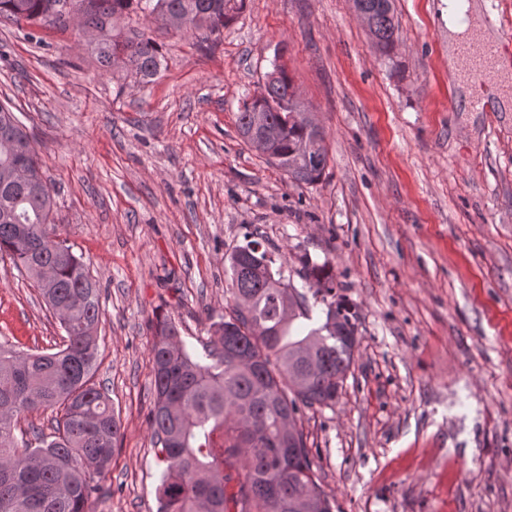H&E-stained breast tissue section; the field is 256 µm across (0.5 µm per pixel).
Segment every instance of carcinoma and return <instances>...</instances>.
<instances>
[{
    "mask_svg": "<svg viewBox=\"0 0 512 512\" xmlns=\"http://www.w3.org/2000/svg\"><path fill=\"white\" fill-rule=\"evenodd\" d=\"M369 16L368 34L392 59L398 24L393 0H354ZM244 0H0V16L65 24L75 9L100 32L115 16L161 12L175 31L219 32ZM103 65L120 67L136 83L160 68L152 38L131 30L98 44ZM269 128L266 158L289 179L313 185L328 152L323 129L308 119L292 78L264 86L243 104L241 137ZM22 163L19 182L0 179V254L33 280L47 310L65 332L63 347L24 353L0 343V512H90L102 492L91 473L109 471L121 423L110 398L93 381L98 356L101 293L82 257L57 235L54 190L44 179L30 137L0 105V171ZM228 313L213 322L204 357L189 351L179 324L156 317L150 348L153 400L150 425L165 467L158 512H334L321 488L298 426L302 408L329 407L354 361V316L337 299L336 276L326 265L305 264L303 278L325 322L311 319L304 294L284 275L278 257L257 239L234 247ZM59 408L51 439L19 445L18 421L38 409Z\"/></svg>",
    "mask_w": 512,
    "mask_h": 512,
    "instance_id": "cac0c4a2",
    "label": "carcinoma"
}]
</instances>
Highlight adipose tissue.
Returning <instances> with one entry per match:
<instances>
[{"label":"adipose tissue","instance_id":"adipose-tissue-1","mask_svg":"<svg viewBox=\"0 0 512 512\" xmlns=\"http://www.w3.org/2000/svg\"><path fill=\"white\" fill-rule=\"evenodd\" d=\"M463 8L470 13L469 23L459 25L452 22L448 25V68L455 75L463 95L467 96L471 93L469 76L481 66L477 59L463 57L459 47L490 41L492 35L483 22L477 0H465Z\"/></svg>","mask_w":512,"mask_h":512}]
</instances>
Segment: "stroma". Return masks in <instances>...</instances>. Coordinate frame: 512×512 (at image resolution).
Instances as JSON below:
<instances>
[{
    "mask_svg": "<svg viewBox=\"0 0 512 512\" xmlns=\"http://www.w3.org/2000/svg\"><path fill=\"white\" fill-rule=\"evenodd\" d=\"M393 59L353 0H244L203 37L121 17L162 57L129 86L95 35L0 19V102L31 135L54 222L103 290L94 380L122 436L92 512H158L149 352L155 317L201 352L228 309L226 254L258 231L300 292L328 264L355 314V361L300 424L336 512H512V112L459 109L445 0H394ZM285 67L326 134L298 185L238 133ZM0 342L51 352L64 332L0 257Z\"/></svg>",
    "mask_w": 512,
    "mask_h": 512,
    "instance_id": "35a3bbf8",
    "label": "stroma"
}]
</instances>
